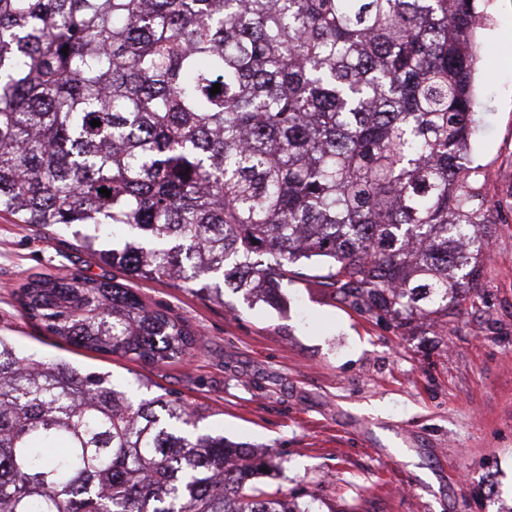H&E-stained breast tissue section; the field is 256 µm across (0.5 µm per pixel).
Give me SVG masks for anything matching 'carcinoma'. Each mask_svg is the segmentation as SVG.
<instances>
[{"mask_svg":"<svg viewBox=\"0 0 512 512\" xmlns=\"http://www.w3.org/2000/svg\"><path fill=\"white\" fill-rule=\"evenodd\" d=\"M476 2L0 0V212L131 279L275 306L316 266L356 311L446 317L512 213L472 156ZM14 294L78 347L199 348L111 277ZM206 412L0 336V512H311L259 487Z\"/></svg>","mask_w":512,"mask_h":512,"instance_id":"cac0c4a2","label":"carcinoma"}]
</instances>
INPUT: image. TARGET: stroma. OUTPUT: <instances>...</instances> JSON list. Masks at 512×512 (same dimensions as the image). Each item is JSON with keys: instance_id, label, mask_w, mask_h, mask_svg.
Here are the masks:
<instances>
[{"instance_id": "stroma-1", "label": "stroma", "mask_w": 512, "mask_h": 512, "mask_svg": "<svg viewBox=\"0 0 512 512\" xmlns=\"http://www.w3.org/2000/svg\"><path fill=\"white\" fill-rule=\"evenodd\" d=\"M474 90L483 104L473 157L491 194L512 188V0H480ZM473 291L447 318L400 326L357 312L312 277L288 304L192 293L169 280L126 279L66 231L0 213V334L17 349L148 392L208 407L206 429L272 455L260 480L311 512H512V224L490 227ZM75 270L125 282L181 318L203 346L173 365L78 348L26 319L13 291Z\"/></svg>"}]
</instances>
